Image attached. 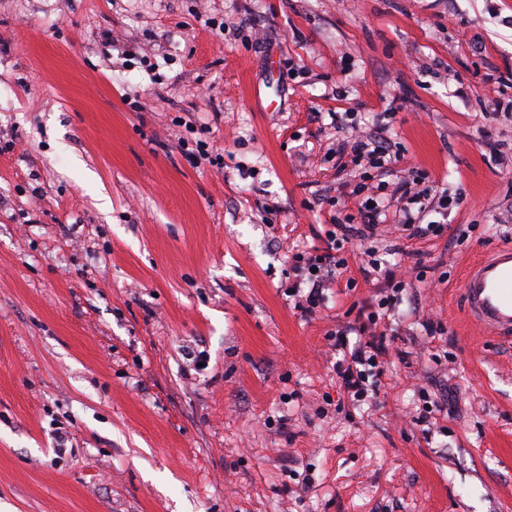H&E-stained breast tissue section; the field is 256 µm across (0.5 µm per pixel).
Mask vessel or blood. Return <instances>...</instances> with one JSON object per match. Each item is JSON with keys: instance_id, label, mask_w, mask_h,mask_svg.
I'll return each instance as SVG.
<instances>
[{"instance_id": "b4317fda", "label": "vessel or blood", "mask_w": 512, "mask_h": 512, "mask_svg": "<svg viewBox=\"0 0 512 512\" xmlns=\"http://www.w3.org/2000/svg\"><path fill=\"white\" fill-rule=\"evenodd\" d=\"M460 288L467 321L484 335L512 341V243L476 254Z\"/></svg>"}]
</instances>
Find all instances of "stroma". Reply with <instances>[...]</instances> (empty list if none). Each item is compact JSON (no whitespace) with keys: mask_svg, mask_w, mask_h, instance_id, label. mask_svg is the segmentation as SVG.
<instances>
[{"mask_svg":"<svg viewBox=\"0 0 512 512\" xmlns=\"http://www.w3.org/2000/svg\"><path fill=\"white\" fill-rule=\"evenodd\" d=\"M412 170L457 198L423 239ZM363 181L420 272L343 404L358 238L354 288L287 290ZM509 241L512 0H0V512H512V343L459 288ZM350 147L351 152L355 157H367L369 162L372 163L374 168L386 169L388 164L395 161V157L390 154L389 146L384 137L380 133L370 136H359L354 141L343 140L339 142L336 147V155H344ZM417 180L415 177L410 179H404L397 183V187L395 189V194H400V198L402 200H406V207L401 209L403 213V220L401 221L402 226L404 227L405 231H410L407 235L408 238H416V239H422L430 234L434 235L435 233L439 232L441 229L440 224H415L416 217L412 213L411 207H408L409 205L414 204H421L419 209H422V206L424 203L421 202V197H428V192L431 190L429 188H425L423 190L415 191V188L413 185H417Z\"/></svg>","mask_w":512,"mask_h":512,"instance_id":"obj_1","label":"stroma"}]
</instances>
